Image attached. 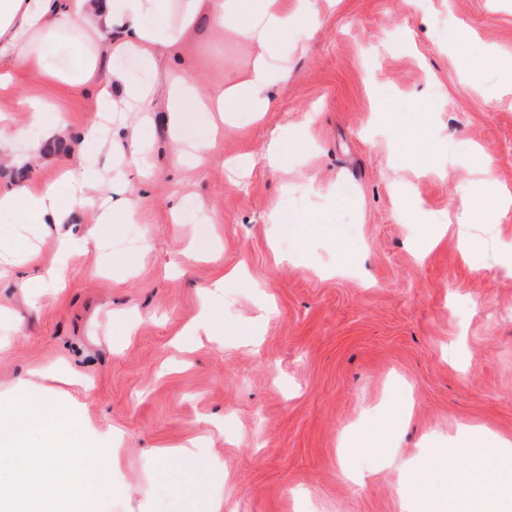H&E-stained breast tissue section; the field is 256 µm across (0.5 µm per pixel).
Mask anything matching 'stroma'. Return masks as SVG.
Listing matches in <instances>:
<instances>
[{"instance_id": "35a3bbf8", "label": "stroma", "mask_w": 512, "mask_h": 512, "mask_svg": "<svg viewBox=\"0 0 512 512\" xmlns=\"http://www.w3.org/2000/svg\"><path fill=\"white\" fill-rule=\"evenodd\" d=\"M295 9L312 25L280 46L267 112L230 113L196 165L171 142L169 83L181 73L210 96L243 78L256 51L232 26L157 55L147 115H126L145 148L118 159L81 148L94 90L0 64L15 134L0 190L88 160L138 206L136 223L74 247L63 283L45 276L51 237L37 238L38 263L0 278V392L36 382L122 436L124 489L101 512H209V490L223 512H408L404 495L444 479L433 451L461 425L512 436V277L498 270L512 209L464 220L512 191V0ZM23 98L70 131L41 134L36 158ZM292 133L306 151L270 166L269 144ZM282 202L297 223H269ZM236 267L245 283L213 291ZM206 301L223 335H185ZM189 443L195 461L166 456Z\"/></svg>"}]
</instances>
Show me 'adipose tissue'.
<instances>
[{
    "label": "adipose tissue",
    "mask_w": 512,
    "mask_h": 512,
    "mask_svg": "<svg viewBox=\"0 0 512 512\" xmlns=\"http://www.w3.org/2000/svg\"><path fill=\"white\" fill-rule=\"evenodd\" d=\"M201 17L217 31L234 24L257 51L245 78L216 97L200 96L191 81L174 76L166 110L177 139L202 146L212 138L213 115L224 112L226 100L266 111L268 91L284 74L275 46L298 27L288 0H0V60L37 66L51 51L53 76L72 89H96L102 111L110 112L112 91L98 80L103 57L133 55L153 65L157 53L176 49ZM85 206L96 208L99 224L117 216L127 224L136 221L122 190L90 165L62 186L0 190V214L27 224H60L68 209ZM461 439L436 449L447 476L421 500L418 512H512V439L482 426L468 427Z\"/></svg>",
    "instance_id": "ef3b65f1"
}]
</instances>
